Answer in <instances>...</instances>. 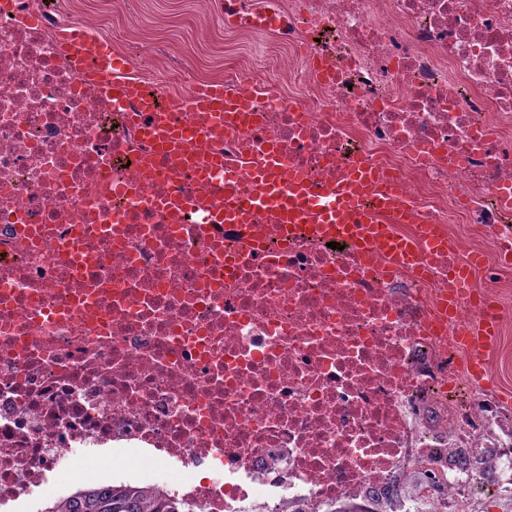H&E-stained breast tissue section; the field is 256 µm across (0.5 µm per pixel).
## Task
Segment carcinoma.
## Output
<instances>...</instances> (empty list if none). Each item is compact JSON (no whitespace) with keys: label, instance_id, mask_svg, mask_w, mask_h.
Here are the masks:
<instances>
[{"label":"carcinoma","instance_id":"1","mask_svg":"<svg viewBox=\"0 0 512 512\" xmlns=\"http://www.w3.org/2000/svg\"><path fill=\"white\" fill-rule=\"evenodd\" d=\"M40 512H188V505L145 488L110 482L78 489Z\"/></svg>","mask_w":512,"mask_h":512}]
</instances>
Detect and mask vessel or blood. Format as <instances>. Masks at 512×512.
<instances>
[{
  "label": "vessel or blood",
  "instance_id": "1",
  "mask_svg": "<svg viewBox=\"0 0 512 512\" xmlns=\"http://www.w3.org/2000/svg\"><path fill=\"white\" fill-rule=\"evenodd\" d=\"M61 39L75 62H83L87 54H94V73L108 84L113 97L122 98L128 94L129 85L123 79L128 61L121 53L107 44L90 46L85 32L77 28L63 31ZM189 105L209 112H236L244 123L255 121L253 115L245 113L242 89L235 85L218 82L205 86L190 98ZM254 177L264 187V194L243 199L233 210L226 212V221L240 220L251 208L278 201L283 206L287 223H294L303 211L319 215V231L327 237L352 234L357 222L370 225L371 233L364 239V246L382 251L399 263L414 262L420 246L443 251L450 245L449 239L428 230L416 238L391 232V224H413L418 217L415 210L396 195L392 182L378 169L361 167L327 196L315 194L306 177L301 175L294 176L285 198L280 195L273 168L257 171ZM498 338L497 322L490 316L482 320L479 329L462 336L461 342L468 348V367L473 377H483L484 352L495 346Z\"/></svg>",
  "mask_w": 512,
  "mask_h": 512
}]
</instances>
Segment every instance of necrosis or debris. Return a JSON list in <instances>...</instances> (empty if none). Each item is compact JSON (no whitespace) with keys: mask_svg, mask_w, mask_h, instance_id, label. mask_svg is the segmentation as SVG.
Here are the masks:
<instances>
[{"mask_svg":"<svg viewBox=\"0 0 512 512\" xmlns=\"http://www.w3.org/2000/svg\"><path fill=\"white\" fill-rule=\"evenodd\" d=\"M282 11L276 66L300 91L244 83L257 128L131 76L194 133L169 154L138 97L113 98L64 48L60 31L94 36L95 16L0 0V512L66 495L52 480L83 448L193 512H469L475 485L512 493V405L459 341L486 308L512 323L496 255L512 236V0ZM272 151L283 186L386 169L452 253L398 267L273 208L225 223ZM475 255L481 283L441 315ZM172 466L186 480L160 477Z\"/></svg>","mask_w":512,"mask_h":512,"instance_id":"necrosis-or-debris-1","label":"necrosis or debris"}]
</instances>
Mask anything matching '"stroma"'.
I'll return each instance as SVG.
<instances>
[{
    "label": "stroma",
    "mask_w": 512,
    "mask_h": 512,
    "mask_svg": "<svg viewBox=\"0 0 512 512\" xmlns=\"http://www.w3.org/2000/svg\"><path fill=\"white\" fill-rule=\"evenodd\" d=\"M75 15L96 16L106 33H118L117 51L132 64L147 62L154 80L168 84L172 56L190 49L202 79L223 76L232 69L245 77L284 82L272 68L267 38L261 33L229 30L224 11L214 0H65Z\"/></svg>",
    "instance_id": "35a3bbf8"
}]
</instances>
